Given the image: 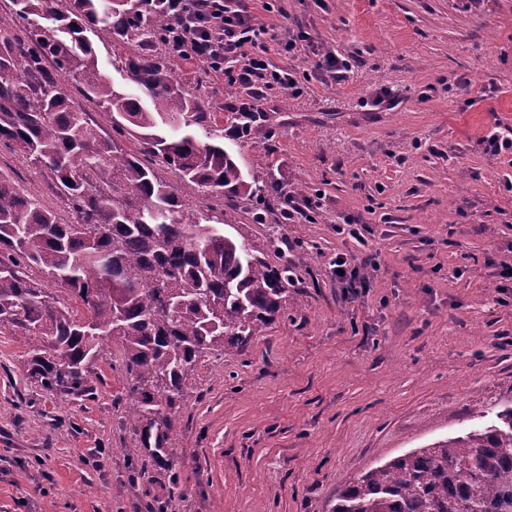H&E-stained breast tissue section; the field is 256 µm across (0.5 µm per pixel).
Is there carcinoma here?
Listing matches in <instances>:
<instances>
[{"label":"carcinoma","instance_id":"carcinoma-1","mask_svg":"<svg viewBox=\"0 0 512 512\" xmlns=\"http://www.w3.org/2000/svg\"><path fill=\"white\" fill-rule=\"evenodd\" d=\"M175 22L164 0H11L0 13V144L69 213L0 174V325L31 344L30 377L62 396L86 395L104 345L117 344L127 418L157 452L198 361L259 335L286 308L291 273L227 232L226 211L187 204L157 174L228 204L281 196L271 173L247 181L206 86L175 80L165 56ZM112 41L129 48L111 65L134 91L102 72L97 43ZM66 81L111 114L113 134ZM226 119L244 137L268 133L261 112ZM496 418L347 481L332 512H512V407Z\"/></svg>","mask_w":512,"mask_h":512}]
</instances>
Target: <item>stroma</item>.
Returning <instances> with one entry per match:
<instances>
[{
    "mask_svg": "<svg viewBox=\"0 0 512 512\" xmlns=\"http://www.w3.org/2000/svg\"><path fill=\"white\" fill-rule=\"evenodd\" d=\"M250 7L256 24L314 38L272 50L276 66L308 73L327 51L352 64L263 101L268 137H224L251 177L322 195L312 224L235 216L269 265L293 263L295 301L242 352L198 362L160 455L125 416L117 345L88 396L60 397L1 326L0 512H332L346 480L512 406V155L480 142L512 128V0ZM174 74L208 86L225 127L234 87L194 63ZM339 253L368 280L358 293L332 275ZM95 453L97 470L83 462Z\"/></svg>",
    "mask_w": 512,
    "mask_h": 512,
    "instance_id": "stroma-1",
    "label": "stroma"
}]
</instances>
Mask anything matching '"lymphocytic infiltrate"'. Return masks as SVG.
Wrapping results in <instances>:
<instances>
[{
  "label": "lymphocytic infiltrate",
  "instance_id": "f902f5d3",
  "mask_svg": "<svg viewBox=\"0 0 512 512\" xmlns=\"http://www.w3.org/2000/svg\"><path fill=\"white\" fill-rule=\"evenodd\" d=\"M177 25L167 41L171 54L191 60L225 83L246 90L240 111H258L268 95L286 91L299 96L295 72L276 67L270 57L267 27L256 25L247 0H166Z\"/></svg>",
  "mask_w": 512,
  "mask_h": 512
}]
</instances>
